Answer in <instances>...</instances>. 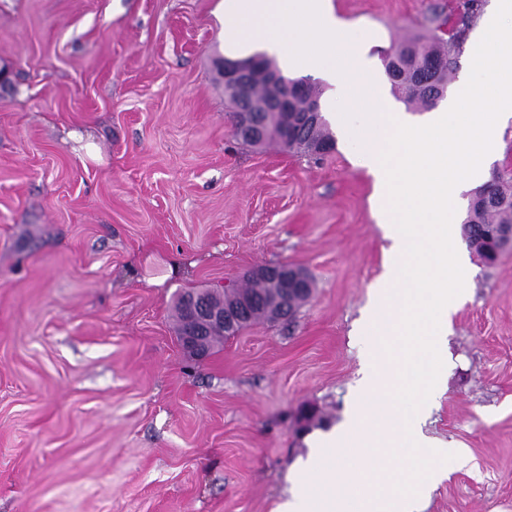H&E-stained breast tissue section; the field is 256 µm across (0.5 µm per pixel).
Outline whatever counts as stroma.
<instances>
[{
    "mask_svg": "<svg viewBox=\"0 0 512 512\" xmlns=\"http://www.w3.org/2000/svg\"><path fill=\"white\" fill-rule=\"evenodd\" d=\"M219 0H0V512H275L347 416L387 245L343 145L233 135ZM461 0H333L371 53ZM424 435L452 471L421 512H512V250L470 257ZM306 270L292 323L202 359L178 297Z\"/></svg>",
    "mask_w": 512,
    "mask_h": 512,
    "instance_id": "35a3bbf8",
    "label": "stroma"
}]
</instances>
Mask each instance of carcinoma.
I'll return each mask as SVG.
<instances>
[{"instance_id":"carcinoma-1","label":"carcinoma","mask_w":512,"mask_h":512,"mask_svg":"<svg viewBox=\"0 0 512 512\" xmlns=\"http://www.w3.org/2000/svg\"><path fill=\"white\" fill-rule=\"evenodd\" d=\"M480 8L481 0H465L455 32L446 41L436 31L430 30L394 43L386 51L393 60L395 69L398 70L396 79L392 81L393 88L407 105L431 109L436 106V101L445 96L449 76L455 70L459 56L463 53L467 31L473 19L478 16ZM291 83L300 86V89L293 96L294 103L291 105L289 120L282 119V112L278 110L280 98L274 96L271 90L267 92L269 99L274 101L270 111L254 113L261 144L275 142L289 150H306L310 141L334 144L332 136L327 131L325 119L312 123L298 111L301 99L311 93L317 97L318 91L304 85L301 79H293ZM490 182L497 203L482 205V189L475 190L462 222V233L467 235L473 244L479 241L491 225L512 224V170L494 173ZM239 298L254 300L253 313L247 320L249 324L261 318H281L282 288L278 283L256 279L254 286L250 288L235 289L234 299ZM177 308V336L181 337L196 322V317L193 316L184 296L179 297Z\"/></svg>"}]
</instances>
